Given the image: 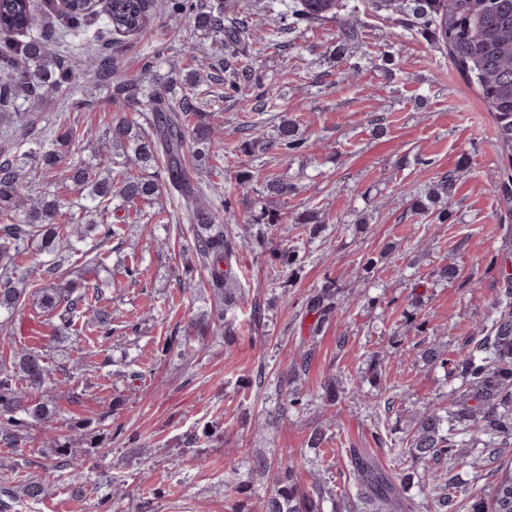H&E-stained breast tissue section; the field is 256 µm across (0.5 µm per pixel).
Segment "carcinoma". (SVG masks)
Wrapping results in <instances>:
<instances>
[{
  "label": "carcinoma",
  "mask_w": 512,
  "mask_h": 512,
  "mask_svg": "<svg viewBox=\"0 0 512 512\" xmlns=\"http://www.w3.org/2000/svg\"><path fill=\"white\" fill-rule=\"evenodd\" d=\"M379 7L395 15H406L418 28L436 36L448 52L456 70L476 86L488 111L494 113L496 140L506 152L509 167L496 182V192L507 204L512 202V0H380ZM37 0H0V11L14 15L11 25H0V31L25 35V39L8 41L0 48V106L18 111L28 97L40 91L59 90L72 81V68L65 59L47 49L46 37L33 31ZM270 11L310 24L336 23L338 49L359 42L362 31L344 11L341 0H270ZM169 11L193 25V30L210 38V49L224 53V95L231 98L249 91L253 67L241 56L250 43L272 44L277 33L262 25L249 24L243 15L249 13L247 0H223L220 14L229 18L224 23L211 12L198 8L196 0H169ZM107 25L95 32L100 39L114 28L135 30L148 19L147 0H110L106 11ZM71 30L59 36L60 41L88 30L87 15H69ZM112 58L97 55L85 73L99 80L112 76ZM200 77L192 71L179 94L154 81L145 90L136 80L115 85L112 102L118 109L149 112V129L123 116L103 134L95 136L94 161H74L68 167V178L81 189L80 218L58 222L66 215L70 203L57 194L31 193L25 180L26 168L33 164L50 176L76 139L70 127L54 130L47 143L28 152L0 151V335L13 334L14 314L28 299L49 317L56 336H64L77 324L103 340L112 337V308L101 304L99 291L79 289L73 281L60 275L62 256L86 255L81 247L98 234L103 240L121 235L119 224H100L97 218L112 209L124 211L128 223L131 213H141L139 206L152 202L167 192L177 212L193 225L191 252L203 265L207 286L216 298L212 321L224 327V335L234 329L227 315L236 302L239 281L233 269L237 244L224 225V211L229 202L218 187L211 194L203 192L183 162V149L192 148L196 167L223 155L224 143L217 136L212 113L204 110L199 92ZM262 122L249 125L251 133L238 146L244 157L256 150L292 154L308 147L307 138L298 124L282 120L276 136L264 139ZM464 169L449 171L433 186L428 196L412 197L411 207L433 209L432 221L448 220V204ZM297 187L272 178L265 182L262 193L270 199H286ZM36 248L47 260L29 263L26 256ZM275 260L281 269L295 272L305 263V251L292 245L279 250ZM502 297L496 315L486 334L474 339V346L463 355L448 357V351L426 347L419 351L421 360L461 378L453 409L435 407L416 418L405 436V448L417 461L440 465L466 446L461 435L469 432L489 441L512 437V412L501 408L512 403V275L501 274ZM336 281L328 279L322 288L310 295L305 314L313 317V332L329 323L336 308ZM60 388L52 377L46 354L37 346L13 352L10 366L0 365V443L13 446L35 422L52 431L50 423L56 415L55 396L50 391ZM70 441L53 437L50 467L64 471L76 497L84 493V483L71 473ZM354 489H345L342 499L346 512H413L417 504L403 496V486L417 483L429 501L428 512H453L455 500L441 477L432 472L428 477L417 472L399 477L375 462L360 448H350ZM275 489L266 500L265 512H321L323 496L303 489L293 464L277 469ZM25 497L39 501L46 495L44 482L27 479L21 487ZM469 512H512V468L488 492L471 494Z\"/></svg>",
  "instance_id": "obj_1"
}]
</instances>
